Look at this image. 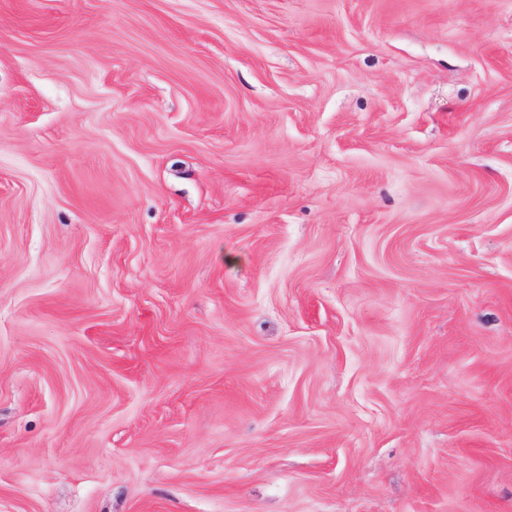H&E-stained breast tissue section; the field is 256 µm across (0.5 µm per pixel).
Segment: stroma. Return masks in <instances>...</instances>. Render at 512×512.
<instances>
[{"label": "stroma", "mask_w": 512, "mask_h": 512, "mask_svg": "<svg viewBox=\"0 0 512 512\" xmlns=\"http://www.w3.org/2000/svg\"><path fill=\"white\" fill-rule=\"evenodd\" d=\"M0 512H512V0H0Z\"/></svg>", "instance_id": "stroma-1"}]
</instances>
